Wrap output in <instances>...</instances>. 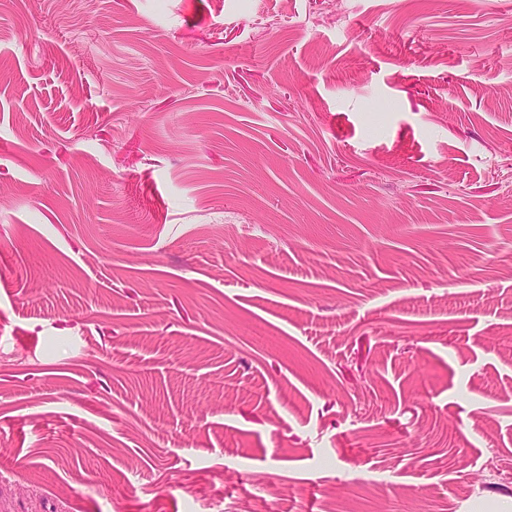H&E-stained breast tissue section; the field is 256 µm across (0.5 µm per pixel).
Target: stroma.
Segmentation results:
<instances>
[{
    "mask_svg": "<svg viewBox=\"0 0 512 512\" xmlns=\"http://www.w3.org/2000/svg\"><path fill=\"white\" fill-rule=\"evenodd\" d=\"M512 512V0H0V512Z\"/></svg>",
    "mask_w": 512,
    "mask_h": 512,
    "instance_id": "stroma-1",
    "label": "stroma"
}]
</instances>
